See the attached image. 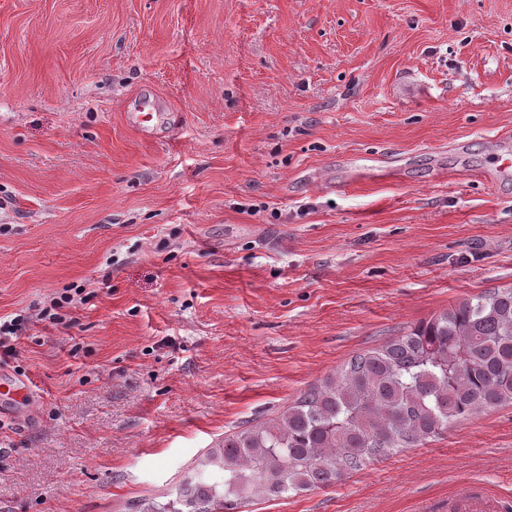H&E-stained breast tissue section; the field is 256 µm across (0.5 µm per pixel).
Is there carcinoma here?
Here are the masks:
<instances>
[{"label":"carcinoma","instance_id":"carcinoma-1","mask_svg":"<svg viewBox=\"0 0 512 512\" xmlns=\"http://www.w3.org/2000/svg\"><path fill=\"white\" fill-rule=\"evenodd\" d=\"M512 405V288L473 297L365 350L274 417L211 449L142 512H234L329 486L471 417Z\"/></svg>","mask_w":512,"mask_h":512}]
</instances>
